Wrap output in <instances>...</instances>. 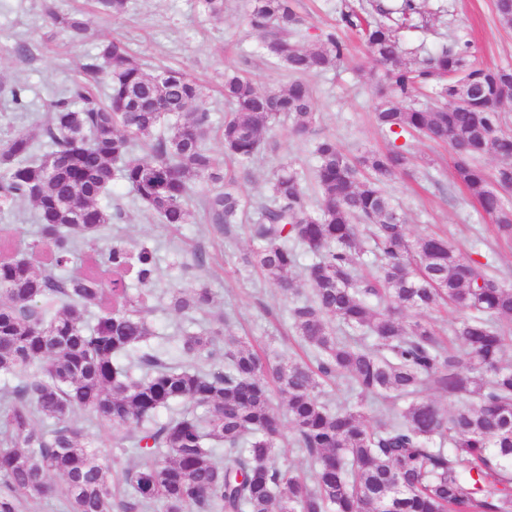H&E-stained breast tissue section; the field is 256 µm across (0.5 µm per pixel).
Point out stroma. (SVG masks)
I'll return each instance as SVG.
<instances>
[{"mask_svg": "<svg viewBox=\"0 0 512 512\" xmlns=\"http://www.w3.org/2000/svg\"><path fill=\"white\" fill-rule=\"evenodd\" d=\"M361 0H294L308 21L302 42L335 28L348 45L344 58L312 78L319 122L317 135L335 138L348 155L385 151L391 143L378 130L369 77L373 59L355 33L341 26L346 6ZM130 11L120 19L105 18L93 10L91 0H55L63 13H82L91 36L73 45L44 20L45 0H0V81L26 88L25 105L17 107L8 94H0V139L31 127L43 115L52 96L81 79V65L95 54L99 41L118 38L126 42L135 59L148 67L166 65L185 69L203 82L208 94L202 106L222 124L226 106L222 94L224 72L241 69L259 88L280 87L291 79L287 70L272 66L258 51L260 36L245 23L248 0H224V14L213 18L200 12L195 0H130ZM430 22L426 27L401 29L404 45L424 56L456 38L470 40L477 63L512 68V29H503L494 0H418ZM27 44L32 59L13 53V46ZM265 149L239 179V192L251 201L267 193L270 171L291 164L305 174L311 198L320 191L312 177L316 161L311 141L294 135L289 122L275 125L264 136ZM405 171L384 190L399 205L410 235L435 233L448 239L464 254L487 263L491 272L512 275V239L498 238L489 218L472 202L453 178V152L448 145L421 138H407ZM113 201L122 203L126 218L108 225L99 241L107 247L119 241L133 247L147 243L160 258V276L148 303V318L161 340H174L185 322L167 306L174 288L207 287L213 303L199 318L207 329L215 317L224 319L225 337L249 336L256 345L279 354L299 355L291 334L288 309L292 297L261 276L244 270L241 258L255 246L247 229L232 228L220 236L204 224L172 228L158 223L128 189L117 188ZM205 250V267L194 266L192 253Z\"/></svg>", "mask_w": 512, "mask_h": 512, "instance_id": "stroma-1", "label": "stroma"}]
</instances>
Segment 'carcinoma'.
<instances>
[{"label": "carcinoma", "instance_id": "cac0c4a2", "mask_svg": "<svg viewBox=\"0 0 512 512\" xmlns=\"http://www.w3.org/2000/svg\"><path fill=\"white\" fill-rule=\"evenodd\" d=\"M95 3L114 19L129 9V0ZM495 9L511 29L512 4L495 0ZM416 15V0L341 14L383 68L376 125L396 139L449 145L455 180L511 239L512 205L491 189L480 159H502L495 178L512 184V132L502 118L512 69L475 63L468 40L404 62L399 29ZM45 17L72 44L90 37L82 16L51 2ZM245 23L262 34L266 59L293 79L261 90L239 71L224 74L230 111L221 125L192 109L205 87L185 70H147L110 39L82 64L105 96L75 81L55 94L35 130L0 141V512H25L29 501L47 498L58 512H512V364L504 361L512 336L495 322L512 320V281L446 238L409 236L382 189L407 164L401 145L354 160L320 136V199L311 202L303 173L291 166L271 173L262 200L242 196L209 139L220 138L224 155L247 165L282 116L294 134L309 135L318 122L309 78L347 51L334 31L308 45L297 40L307 20L293 0H252ZM425 88L433 103L419 106ZM116 183L162 224L203 219L219 233L249 224L256 247L245 266L284 296L309 257L312 296L289 316L310 362L263 358L247 337L226 341L222 320L206 334L193 330L213 299L205 287L171 289L170 306L189 327L176 356L151 349L154 248L95 247L105 225L123 219L121 209L100 204ZM18 201L35 208L31 250L47 253L39 266L18 255L6 222ZM368 253L376 273L362 277ZM78 261L82 271L69 275ZM129 270L135 290L122 279ZM442 304L461 311L456 349L430 320L405 316ZM338 378L348 397L334 404L322 386ZM428 387L460 405L441 408L422 397ZM174 404L183 410L158 419ZM77 410L101 429L137 428L127 436L131 448L119 456L100 448L73 424ZM284 417L311 482L276 462ZM219 447L222 466L213 460Z\"/></svg>", "mask_w": 512, "mask_h": 512}]
</instances>
